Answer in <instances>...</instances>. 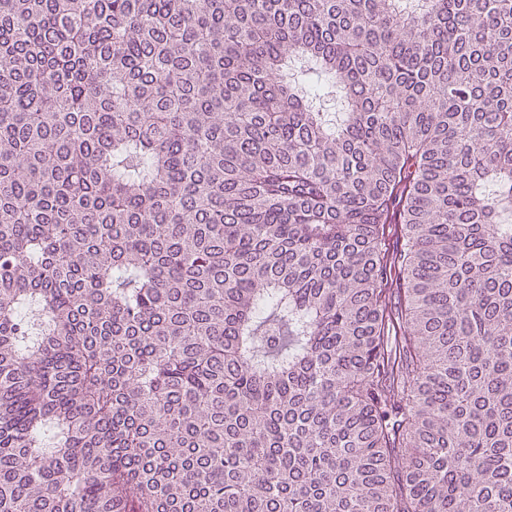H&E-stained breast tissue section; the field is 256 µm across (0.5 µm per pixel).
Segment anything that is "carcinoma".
Masks as SVG:
<instances>
[{
    "mask_svg": "<svg viewBox=\"0 0 512 512\" xmlns=\"http://www.w3.org/2000/svg\"><path fill=\"white\" fill-rule=\"evenodd\" d=\"M0 0V512H512V0Z\"/></svg>",
    "mask_w": 512,
    "mask_h": 512,
    "instance_id": "obj_1",
    "label": "carcinoma"
}]
</instances>
